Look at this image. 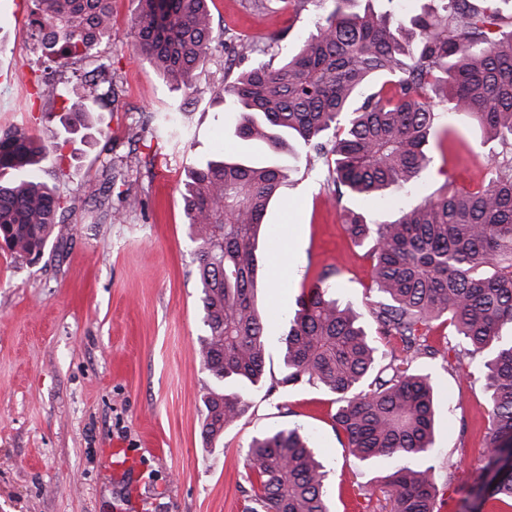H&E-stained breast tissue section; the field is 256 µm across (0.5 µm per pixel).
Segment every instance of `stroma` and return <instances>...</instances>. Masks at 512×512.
I'll return each instance as SVG.
<instances>
[{"mask_svg": "<svg viewBox=\"0 0 512 512\" xmlns=\"http://www.w3.org/2000/svg\"><path fill=\"white\" fill-rule=\"evenodd\" d=\"M213 41L188 92L173 90L141 56L132 24L139 0H112V36L62 75L76 81L110 66L121 94L91 125L65 133L61 102L37 96L47 54L33 33L31 0H0V130L22 127L49 154L41 178L65 207L40 256L0 246V512H245L253 437L301 427L329 470L334 512H388L381 490L393 457L361 462L343 449L331 415L335 394L318 385L282 387V338L296 299L328 275L341 304L369 320L379 295L371 242L354 243L343 214L379 224L451 189L487 183L496 142L460 115L443 113L433 161L415 185L377 201L337 195L324 158L293 143L281 160L279 197L259 240L268 308L264 388L223 438L201 437L211 378L196 351L206 334L199 305L197 245L183 194L189 166L219 154L260 155L239 140V120L221 99L246 65H277L333 7L332 0H208ZM256 45L240 60V41ZM171 108L187 131L174 144L151 138L145 116ZM136 199L124 207L125 198ZM122 209L120 220L112 211ZM287 253L290 271L273 278ZM453 329L433 325L431 373L441 400L435 477L442 512H467V498L491 421L480 358L457 360Z\"/></svg>", "mask_w": 512, "mask_h": 512, "instance_id": "stroma-1", "label": "stroma"}]
</instances>
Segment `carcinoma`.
<instances>
[{
    "label": "carcinoma",
    "mask_w": 512,
    "mask_h": 512,
    "mask_svg": "<svg viewBox=\"0 0 512 512\" xmlns=\"http://www.w3.org/2000/svg\"><path fill=\"white\" fill-rule=\"evenodd\" d=\"M43 16L34 36L53 50L61 71L112 38V0H33ZM350 0L304 37L276 67L241 71L224 87L241 122L236 136L277 155L284 134L327 159L329 178L354 195L381 196L428 169L429 137L440 113L468 117L505 148L492 176L474 189L428 199L384 224L347 210L346 232L372 239L379 300L376 333L399 355L376 367L373 336L359 314L329 294L328 275L302 291L284 338L282 385L319 384L337 395L332 415L351 456L361 462L395 457L388 476L390 512H440L434 456L437 383L411 370L434 321L453 327L458 354L483 352L491 422L476 468L473 512L512 509V470L486 479L495 454L512 447V29L502 28L498 0H441L442 13L399 16V0L381 14L350 13ZM137 46L163 79L188 89L212 34L207 0H139ZM81 92H57L61 123L84 126L100 100L98 75L80 78ZM151 135L180 141L171 111H156ZM47 157L20 127L0 131V240L19 255L39 253L64 207L34 170ZM282 170L252 160H207L185 184L189 237L198 244L199 302L207 335L198 357L213 383L204 395L201 433L218 443L249 407L265 378L266 314L257 304L259 238L277 196ZM249 512H331L328 470L299 428L272 429L246 453Z\"/></svg>",
    "instance_id": "carcinoma-1"
}]
</instances>
